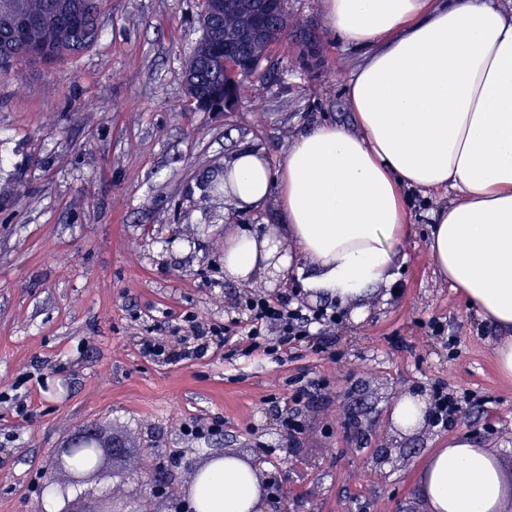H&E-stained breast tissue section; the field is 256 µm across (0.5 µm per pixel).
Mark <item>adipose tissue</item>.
Here are the masks:
<instances>
[{"label": "adipose tissue", "instance_id": "adipose-tissue-1", "mask_svg": "<svg viewBox=\"0 0 512 512\" xmlns=\"http://www.w3.org/2000/svg\"><path fill=\"white\" fill-rule=\"evenodd\" d=\"M329 32L363 49L348 124L298 134L280 164L249 149L224 163L238 208L274 204L278 226L224 240V275L283 277L303 258L305 290L362 302L395 281L409 231L405 191L452 192L433 214L437 273L499 327L496 359L512 377V0H319ZM430 512H501L497 458L460 435L426 461ZM196 512H265L254 467L233 456L203 469Z\"/></svg>", "mask_w": 512, "mask_h": 512}]
</instances>
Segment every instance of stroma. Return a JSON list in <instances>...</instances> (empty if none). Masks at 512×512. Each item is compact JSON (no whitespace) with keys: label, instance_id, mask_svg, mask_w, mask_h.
<instances>
[{"label":"stroma","instance_id":"obj_1","mask_svg":"<svg viewBox=\"0 0 512 512\" xmlns=\"http://www.w3.org/2000/svg\"><path fill=\"white\" fill-rule=\"evenodd\" d=\"M198 11L107 0L95 45L0 75V512H39L50 454L88 420L126 440L115 472L129 497L140 471L164 473L171 495L154 512H173L224 454L277 477L275 512H423L424 464L463 432L512 482L501 332L429 252L428 214L446 195L409 193L395 284L277 355L249 350L245 300L269 290L225 278L224 239L279 216L207 196L202 178L242 149L279 164L307 126L351 123L363 52L328 33L318 0H288L308 55L273 46L260 94L228 115L195 112L182 70ZM148 340L163 355L143 356ZM440 392L457 407L448 427L395 429L403 394Z\"/></svg>","mask_w":512,"mask_h":512}]
</instances>
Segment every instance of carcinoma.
<instances>
[{"label":"carcinoma","mask_w":512,"mask_h":512,"mask_svg":"<svg viewBox=\"0 0 512 512\" xmlns=\"http://www.w3.org/2000/svg\"><path fill=\"white\" fill-rule=\"evenodd\" d=\"M270 19V41L288 45L287 0ZM103 0H0V73L19 63L53 65L93 46L101 37ZM264 57L246 49L224 66V35L201 30L186 56L183 73L192 77L188 98L219 104L224 93L239 99L243 78L255 73Z\"/></svg>","instance_id":"cac0c4a2"}]
</instances>
